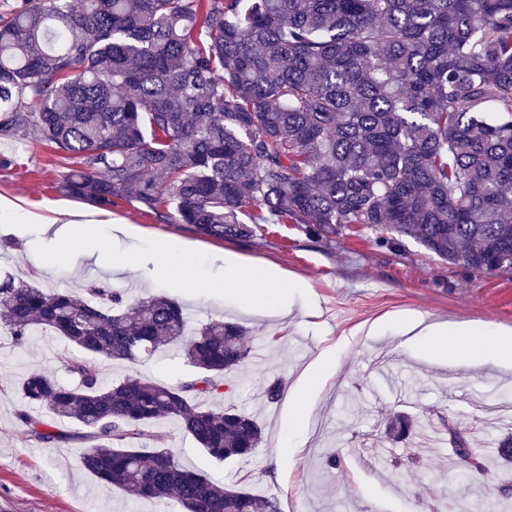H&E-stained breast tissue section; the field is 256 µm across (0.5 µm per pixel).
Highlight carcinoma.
<instances>
[{
  "label": "carcinoma",
  "instance_id": "1",
  "mask_svg": "<svg viewBox=\"0 0 512 512\" xmlns=\"http://www.w3.org/2000/svg\"><path fill=\"white\" fill-rule=\"evenodd\" d=\"M30 132L81 159L61 190L96 206L131 195L220 240L290 222L329 241L356 225L474 273L512 269V0H0V135ZM0 320L18 347L41 329L91 354L56 357L72 387L47 372L22 382L28 403L82 427L21 412L33 440L80 441L76 462L98 480L185 512H280L149 434L175 418L217 461L260 447L253 417L210 404L248 356L239 325L192 330L164 296L12 276ZM170 348L191 379L102 384L96 357ZM448 437L485 470L456 427Z\"/></svg>",
  "mask_w": 512,
  "mask_h": 512
}]
</instances>
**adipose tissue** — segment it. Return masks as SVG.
Segmentation results:
<instances>
[{"label": "adipose tissue", "instance_id": "1", "mask_svg": "<svg viewBox=\"0 0 512 512\" xmlns=\"http://www.w3.org/2000/svg\"><path fill=\"white\" fill-rule=\"evenodd\" d=\"M0 223L10 224L22 235H35L48 248L50 257L63 255L74 237L84 242L82 258L106 261L115 270L132 265L149 266L152 287L176 283L188 292L201 290L223 294L226 303L245 305L263 316L285 315L295 305L304 283L291 280L276 268L245 261L229 251L203 252L182 241L143 239L137 252L114 251L115 240L134 237L131 225L115 223L112 217L93 214L77 219L67 205L58 204L47 213L33 212L19 202L0 196ZM263 292H256V284ZM378 333L395 332L409 352L430 350L441 364L483 365L512 360V331L469 322L424 323L419 317H397L379 323ZM336 361L335 348L320 353L290 392L292 406L278 443L277 462H285L290 448L307 438L309 412Z\"/></svg>", "mask_w": 512, "mask_h": 512}]
</instances>
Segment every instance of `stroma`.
I'll list each match as a JSON object with an SVG mask.
<instances>
[{
    "label": "stroma",
    "instance_id": "obj_1",
    "mask_svg": "<svg viewBox=\"0 0 512 512\" xmlns=\"http://www.w3.org/2000/svg\"><path fill=\"white\" fill-rule=\"evenodd\" d=\"M0 196L33 211L85 201L61 191L73 162L35 135H0ZM113 219L131 224L136 236L195 243L226 250L304 281L309 290L283 318L257 316L230 306L210 292L165 289L185 305L192 326L212 319L239 323L248 350L261 347L262 365L245 361L224 378L223 402L253 414L264 441L245 462L222 464L199 450L176 420L155 429L178 461L216 480L275 497L281 512H457V500L500 489L506 474L497 468L502 423L493 405L512 402V368L494 364L440 367L405 352L399 336L369 335L371 325L408 313L431 321L476 322L512 330V271L471 273L442 261L414 240L397 247L378 245L375 233L346 227L333 241L310 235L302 224H258L253 236L219 240L188 224H174L140 210L136 202L110 206ZM42 244L0 223V278L12 275L57 292H75L89 279L121 291L126 299L152 295L135 268L112 271L70 259L43 260ZM350 342L336 356L334 371L316 398L308 442L287 466L274 470L278 433L288 406L269 401L265 388L281 380L291 388L302 372L339 337ZM84 352L46 331L24 347L13 345L0 324V512H182L168 500L145 501L113 490L76 464V443L41 445L31 440L20 412L45 416L20 390L34 369L51 371L57 353ZM102 382L153 378L170 385L193 374L171 349L146 362L101 361ZM470 433L474 454L491 463L487 472L463 477L448 470L454 451L442 431L448 420Z\"/></svg>",
    "mask_w": 512,
    "mask_h": 512
}]
</instances>
